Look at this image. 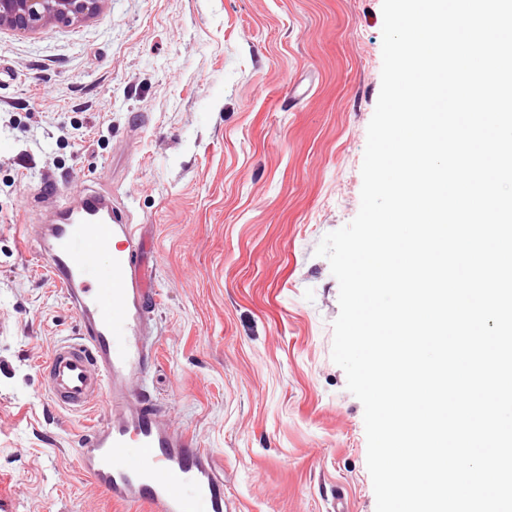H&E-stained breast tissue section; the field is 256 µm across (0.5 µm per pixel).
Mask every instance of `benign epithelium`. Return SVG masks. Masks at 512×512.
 <instances>
[{
    "label": "benign epithelium",
    "instance_id": "1",
    "mask_svg": "<svg viewBox=\"0 0 512 512\" xmlns=\"http://www.w3.org/2000/svg\"><path fill=\"white\" fill-rule=\"evenodd\" d=\"M107 0H0V30L18 34L71 26L99 15Z\"/></svg>",
    "mask_w": 512,
    "mask_h": 512
}]
</instances>
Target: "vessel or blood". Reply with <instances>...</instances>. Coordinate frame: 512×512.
<instances>
[{
    "mask_svg": "<svg viewBox=\"0 0 512 512\" xmlns=\"http://www.w3.org/2000/svg\"><path fill=\"white\" fill-rule=\"evenodd\" d=\"M55 205L52 223L22 224L18 233L81 324L44 363L50 404L85 414L101 400L107 409L77 441L79 469L108 499L147 512H230L210 452L171 425L146 390L156 362L154 291L136 225L117 223L95 196L77 202L65 193ZM101 252L109 258L100 265Z\"/></svg>",
    "mask_w": 512,
    "mask_h": 512,
    "instance_id": "obj_1",
    "label": "vessel or blood"
}]
</instances>
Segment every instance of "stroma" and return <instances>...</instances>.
Returning a JSON list of instances; mask_svg holds the SVG:
<instances>
[{"instance_id":"stroma-1","label":"stroma","mask_w":512,"mask_h":512,"mask_svg":"<svg viewBox=\"0 0 512 512\" xmlns=\"http://www.w3.org/2000/svg\"><path fill=\"white\" fill-rule=\"evenodd\" d=\"M382 27V0H107L77 25L0 31V512H133L78 468L98 412L44 391L80 323L15 226L73 190L111 193L147 239L149 393L237 512H376L315 250L360 209Z\"/></svg>"}]
</instances>
